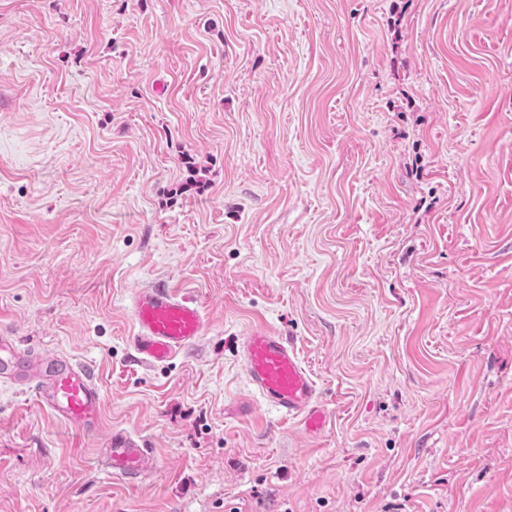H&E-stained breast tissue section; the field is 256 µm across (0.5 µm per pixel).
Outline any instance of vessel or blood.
Masks as SVG:
<instances>
[{
    "mask_svg": "<svg viewBox=\"0 0 512 512\" xmlns=\"http://www.w3.org/2000/svg\"><path fill=\"white\" fill-rule=\"evenodd\" d=\"M132 345L139 360L164 364L201 338L206 325L202 306L179 289L155 285L129 296ZM236 352L248 382L262 401L282 417L298 421L312 435L328 425V409L294 345L278 332L257 327L241 336ZM0 382L31 398L65 426L90 436L101 424L104 392L91 369L57 353H36L12 337L0 336ZM98 462L112 477L135 484L156 468V459L139 440L113 436Z\"/></svg>",
    "mask_w": 512,
    "mask_h": 512,
    "instance_id": "b4317fda",
    "label": "vessel or blood"
}]
</instances>
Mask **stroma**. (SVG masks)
I'll return each instance as SVG.
<instances>
[{
  "label": "stroma",
  "instance_id": "35a3bbf8",
  "mask_svg": "<svg viewBox=\"0 0 512 512\" xmlns=\"http://www.w3.org/2000/svg\"><path fill=\"white\" fill-rule=\"evenodd\" d=\"M152 284L207 316L155 367ZM0 334L105 393L84 437L0 384V512H512V0H0ZM132 345L137 358L158 365L196 344L206 317L202 306L179 289L165 285L135 289L129 295ZM236 352L254 393L283 418L311 435L328 425V409L294 345L278 332L257 327L241 336ZM98 462L112 478L135 484L156 468V459L139 440L126 435H112L109 448H100Z\"/></svg>",
  "mask_w": 512,
  "mask_h": 512
}]
</instances>
